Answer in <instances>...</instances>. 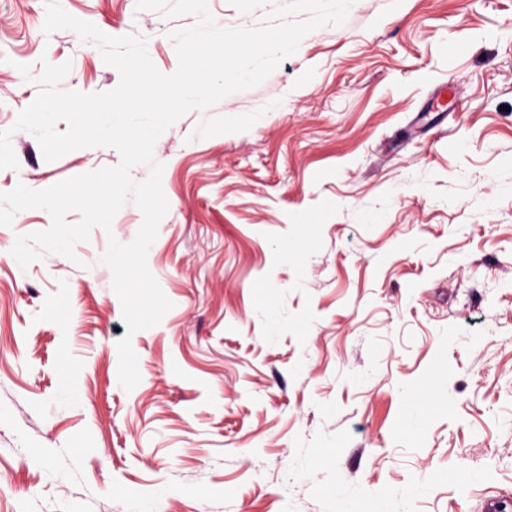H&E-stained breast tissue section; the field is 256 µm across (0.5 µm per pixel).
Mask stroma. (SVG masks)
I'll return each instance as SVG.
<instances>
[{
	"mask_svg": "<svg viewBox=\"0 0 512 512\" xmlns=\"http://www.w3.org/2000/svg\"><path fill=\"white\" fill-rule=\"evenodd\" d=\"M280 0H207L223 28ZM135 34L164 74L193 14L60 0ZM45 0H0V194L117 165L111 147L46 161L14 131L44 64L64 90L117 87ZM169 211L147 264L172 309L136 332L102 263L134 203L75 259L21 267L0 226V512H512V0H355L258 87L182 115L157 140ZM436 403L406 410L423 384ZM462 467L473 477L446 479Z\"/></svg>",
	"mask_w": 512,
	"mask_h": 512,
	"instance_id": "1",
	"label": "stroma"
}]
</instances>
